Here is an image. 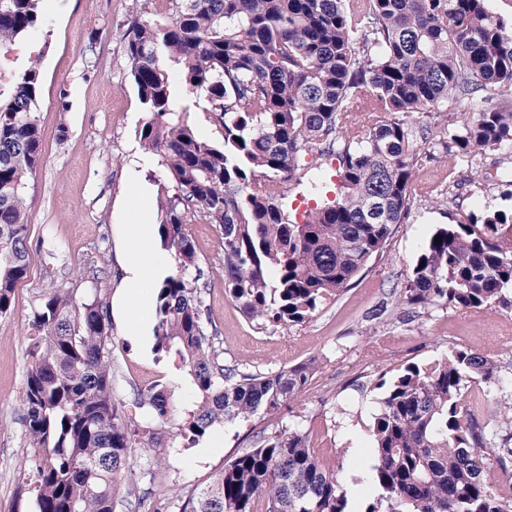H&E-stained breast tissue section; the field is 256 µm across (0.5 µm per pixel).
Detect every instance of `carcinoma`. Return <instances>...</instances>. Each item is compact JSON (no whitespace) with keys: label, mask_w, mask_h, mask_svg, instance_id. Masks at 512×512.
Here are the masks:
<instances>
[{"label":"carcinoma","mask_w":512,"mask_h":512,"mask_svg":"<svg viewBox=\"0 0 512 512\" xmlns=\"http://www.w3.org/2000/svg\"><path fill=\"white\" fill-rule=\"evenodd\" d=\"M41 0H0V48L41 19ZM125 33L128 76L148 120L144 149L172 185L159 197L158 235L176 262L157 287L155 350L195 390L179 428L190 448L221 423L276 414L313 367L247 371L224 348L200 283L187 225H215L224 293L251 323L291 329L382 254L411 201L462 207L456 172L423 177L441 153L461 162L512 151V25L487 0H134ZM0 318L27 277V181L42 161L39 70L0 80ZM203 105L217 136L189 123ZM336 160V196L290 219L276 190L300 180L306 156ZM440 236V243L434 237ZM512 213L480 222L461 213L426 241L402 292L417 314L508 305ZM108 302L61 285L32 311L23 425L37 474L38 512H115L143 505L139 483L162 462L155 429L112 392ZM489 354L452 347L428 364L380 375L370 426L374 500L340 479L346 452L326 466L297 426L264 433L227 460L181 512H512V400L481 420L469 383L499 382ZM136 409L175 411L158 380ZM151 452L131 466V449Z\"/></svg>","instance_id":"1"}]
</instances>
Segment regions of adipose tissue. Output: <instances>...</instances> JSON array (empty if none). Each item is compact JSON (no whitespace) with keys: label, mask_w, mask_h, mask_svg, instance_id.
Listing matches in <instances>:
<instances>
[{"label":"adipose tissue","mask_w":512,"mask_h":512,"mask_svg":"<svg viewBox=\"0 0 512 512\" xmlns=\"http://www.w3.org/2000/svg\"><path fill=\"white\" fill-rule=\"evenodd\" d=\"M153 239L151 224H129L124 229L120 257L123 276L113 297L112 309L129 336L146 334L153 309L154 287L171 273L169 267L156 261Z\"/></svg>","instance_id":"obj_1"}]
</instances>
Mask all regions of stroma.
<instances>
[{
	"label": "stroma",
	"instance_id": "35a3bbf8",
	"mask_svg": "<svg viewBox=\"0 0 512 512\" xmlns=\"http://www.w3.org/2000/svg\"><path fill=\"white\" fill-rule=\"evenodd\" d=\"M132 6V0H43L42 25L0 50V67L8 72L37 62L43 132V163L26 190L30 272L15 290L12 313L0 318V512H38L36 472L21 421L34 305L45 288L61 283L114 295L121 278L118 244L135 205L132 181L154 190L168 181L159 154L145 150L138 136L147 114L124 54ZM451 168L465 184L463 206L415 200L384 253L310 322L290 330L262 331L245 319L224 293L219 232L200 219L190 224L225 358L250 371L307 363L315 372L281 414L215 426L209 436L216 445L202 458L196 449L181 447L178 437L194 399L185 375L170 358L135 346L122 324L110 319L114 396L132 405L137 389L159 379L178 407L155 422L166 455L151 481L140 486L147 501L179 512L238 449L286 424L310 431L327 464L345 449L341 476L350 493L363 492L369 486V426L377 411L369 384L378 375L403 363L441 359L452 346L477 351L493 342L500 381L512 383V310L437 309L413 318L397 297L436 228L454 223L462 212L481 218L512 210L511 177L496 175L489 186L479 185L474 169L452 156L440 158L431 173ZM336 183L335 161L306 159L304 178L281 185L283 203L290 216H301L332 197Z\"/></svg>",
	"mask_w": 512,
	"mask_h": 512
}]
</instances>
